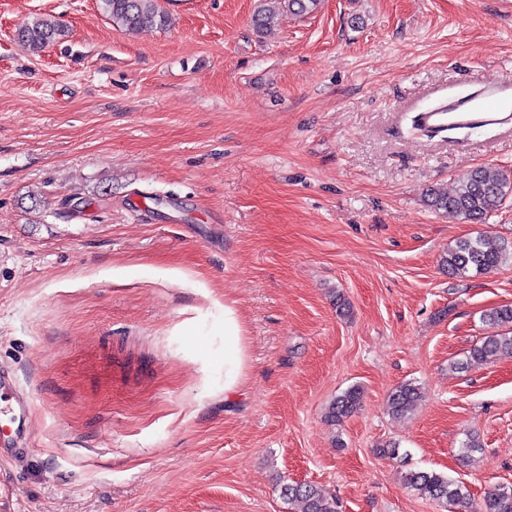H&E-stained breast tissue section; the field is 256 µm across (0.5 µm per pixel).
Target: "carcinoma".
Segmentation results:
<instances>
[{"mask_svg": "<svg viewBox=\"0 0 512 512\" xmlns=\"http://www.w3.org/2000/svg\"><path fill=\"white\" fill-rule=\"evenodd\" d=\"M320 2L260 0L252 23L256 31L262 32L286 17L314 12ZM99 7L112 22L130 30L162 29L170 24L169 14L160 7L158 0H99ZM67 34L66 26L60 21L52 16H41L21 24L16 40L35 55L66 38ZM510 198L512 178L496 168L480 166L461 178L451 192L429 187L424 194V204L436 213L449 212L471 224H482ZM510 258L512 244L479 234L461 238L448 247L441 264L452 276L470 277L488 274ZM483 322L493 327H508L510 331L485 337L481 344L469 350L464 360L455 363L456 369L463 370L500 354L512 355V305L486 311ZM362 396L360 386L349 387L330 403L326 421L334 426L342 425L361 407ZM420 400L417 385L402 384L389 395L390 412L395 417L405 416L416 409ZM403 485L422 498L458 506L462 512H512V490L496 488L475 503L464 486L433 470L410 468L403 473ZM281 493L296 512H336V501L311 483L285 484Z\"/></svg>", "mask_w": 512, "mask_h": 512, "instance_id": "1", "label": "carcinoma"}]
</instances>
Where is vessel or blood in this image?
Segmentation results:
<instances>
[{
    "mask_svg": "<svg viewBox=\"0 0 512 512\" xmlns=\"http://www.w3.org/2000/svg\"><path fill=\"white\" fill-rule=\"evenodd\" d=\"M422 123L437 126H512V81L493 80L484 83L471 97H451L435 110L420 115ZM12 390L13 395L0 403V418L9 423L0 429V462L19 463L35 451L31 438V398L17 390L11 371L0 366V394Z\"/></svg>",
    "mask_w": 512,
    "mask_h": 512,
    "instance_id": "b4317fda",
    "label": "vessel or blood"
}]
</instances>
